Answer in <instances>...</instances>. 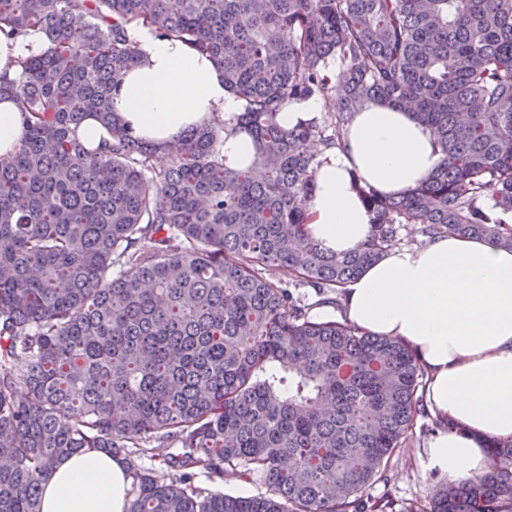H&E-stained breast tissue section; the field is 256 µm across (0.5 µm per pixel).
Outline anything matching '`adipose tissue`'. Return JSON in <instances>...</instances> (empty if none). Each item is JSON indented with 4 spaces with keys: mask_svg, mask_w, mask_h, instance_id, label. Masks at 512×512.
<instances>
[{
    "mask_svg": "<svg viewBox=\"0 0 512 512\" xmlns=\"http://www.w3.org/2000/svg\"><path fill=\"white\" fill-rule=\"evenodd\" d=\"M140 56L112 93V108L136 138L156 144L221 117L227 165L252 163L251 138L234 128L239 101L210 55L141 26ZM442 156L430 130L407 112L370 103L354 114L342 147L325 150L306 231L332 253L356 249L371 215L362 180L399 196L424 181ZM343 316L359 329L407 344L426 372V405L439 429L427 468L450 482L489 470L490 441L512 440V249L454 234L393 248L344 288ZM120 458L89 449L62 461L42 484L41 512H128Z\"/></svg>",
    "mask_w": 512,
    "mask_h": 512,
    "instance_id": "obj_1",
    "label": "adipose tissue"
}]
</instances>
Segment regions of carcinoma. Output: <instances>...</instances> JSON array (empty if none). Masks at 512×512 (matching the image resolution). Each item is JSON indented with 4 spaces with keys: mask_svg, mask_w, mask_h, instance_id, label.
Listing matches in <instances>:
<instances>
[{
    "mask_svg": "<svg viewBox=\"0 0 512 512\" xmlns=\"http://www.w3.org/2000/svg\"><path fill=\"white\" fill-rule=\"evenodd\" d=\"M132 23L220 64L252 165H225L219 118L162 148L127 132L111 104ZM0 31L42 39L0 81L26 116L0 156V512H40L87 448L126 464L129 512H512L497 441L488 473L423 503L367 498L427 415L425 371L292 292L340 309L404 231L512 248V0H0ZM312 97L325 117L280 125ZM372 102L429 128L442 161L400 197L358 185L370 234L329 253L305 229L319 157ZM89 115L99 150L75 134ZM154 441L174 445L162 475L138 464ZM194 484L196 486L202 488H208L211 490L219 488L224 493L232 494V495H257L260 493L266 492V487L262 484L258 483H243L236 479L224 480V483L220 485V487H215L213 483H211L202 473H199L195 480Z\"/></svg>",
    "mask_w": 512,
    "mask_h": 512,
    "instance_id": "cac0c4a2",
    "label": "carcinoma"
}]
</instances>
